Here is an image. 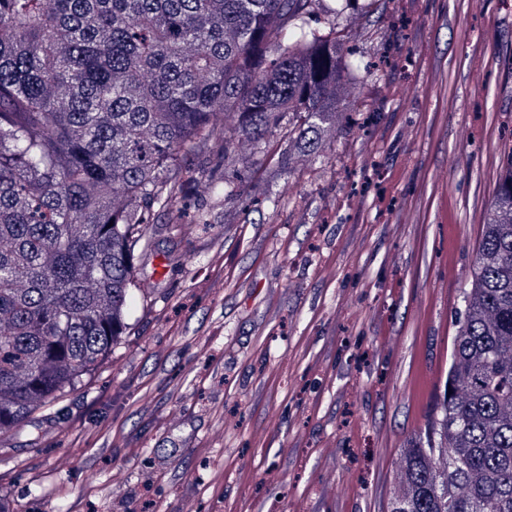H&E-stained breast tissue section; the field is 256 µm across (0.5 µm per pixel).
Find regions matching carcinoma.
Wrapping results in <instances>:
<instances>
[{"label":"carcinoma","instance_id":"carcinoma-1","mask_svg":"<svg viewBox=\"0 0 512 512\" xmlns=\"http://www.w3.org/2000/svg\"><path fill=\"white\" fill-rule=\"evenodd\" d=\"M327 0H0V438L127 335L156 209L326 152L361 63ZM324 16L328 32L307 27ZM214 156L224 178L186 156ZM442 400L388 512H512V151Z\"/></svg>","mask_w":512,"mask_h":512}]
</instances>
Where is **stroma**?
<instances>
[{"mask_svg": "<svg viewBox=\"0 0 512 512\" xmlns=\"http://www.w3.org/2000/svg\"><path fill=\"white\" fill-rule=\"evenodd\" d=\"M365 4L325 156L250 223L159 212L129 335L0 442L13 512H386L512 140V0Z\"/></svg>", "mask_w": 512, "mask_h": 512, "instance_id": "stroma-1", "label": "stroma"}]
</instances>
